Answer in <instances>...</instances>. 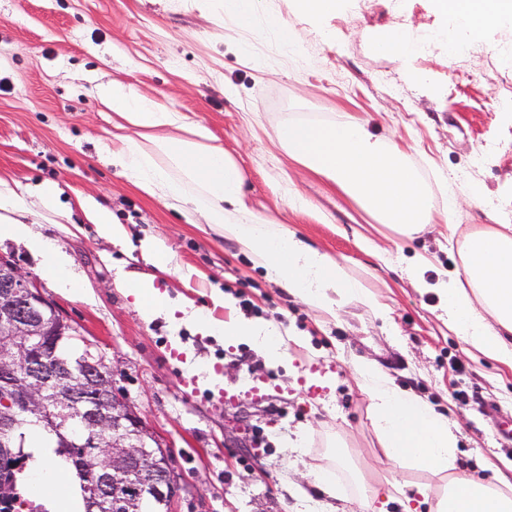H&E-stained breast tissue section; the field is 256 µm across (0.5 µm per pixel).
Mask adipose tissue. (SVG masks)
<instances>
[{"mask_svg": "<svg viewBox=\"0 0 512 512\" xmlns=\"http://www.w3.org/2000/svg\"><path fill=\"white\" fill-rule=\"evenodd\" d=\"M433 2L436 11L463 29L472 43L483 42L489 30L512 19V0ZM95 94L102 106L144 130V140L127 139L117 151L105 144L100 152L145 193L188 204L192 213L222 228L281 287L311 307L330 311L337 300L355 297L381 310V303L349 276L344 263L282 225L254 218L243 192V169L230 153L213 145L207 126L196 124L188 128V136H176V129L184 127L179 113L118 80L97 84ZM278 137L290 155L333 182L376 223L407 237L431 224L430 191L410 164L407 148L375 134L367 122L294 121L281 126ZM34 203L42 211L59 213L57 186L43 185L27 197L0 182V237L33 240L31 226L18 216ZM461 253V277L429 282L424 276L426 261L420 256L406 265L405 272L416 288L438 295L449 325L470 347L512 365V233H471L464 238ZM126 291L144 317L176 310L153 279L128 282ZM222 330L228 340L250 337L268 360L281 357L282 345L271 339L264 323L233 318ZM355 380L371 400L373 421L389 460L448 475L442 493L427 484L416 485L413 495L401 500L402 512H420L425 504L430 512H512V481L501 477L492 483L458 470L456 422L401 391L372 362L356 365Z\"/></svg>", "mask_w": 512, "mask_h": 512, "instance_id": "ef3b65f1", "label": "adipose tissue"}]
</instances>
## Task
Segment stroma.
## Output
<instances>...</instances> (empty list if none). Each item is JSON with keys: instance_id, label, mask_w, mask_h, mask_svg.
<instances>
[{"instance_id": "1", "label": "stroma", "mask_w": 512, "mask_h": 512, "mask_svg": "<svg viewBox=\"0 0 512 512\" xmlns=\"http://www.w3.org/2000/svg\"><path fill=\"white\" fill-rule=\"evenodd\" d=\"M260 12L288 22L293 55L272 33L240 28L224 0H0V180L18 191L57 185L61 215L36 209L27 220L67 257L68 276L59 278L28 242L1 237L0 253L83 325L118 387L160 430L190 485L176 512H361L368 484L443 487V476L386 459L371 401L354 381L361 360L458 421L461 470L487 478L496 467L512 477V442L499 431L512 417V367L472 350L442 318L438 297L403 272L421 255L427 280L457 274L463 238L512 211V112L499 106L512 82L498 81L501 62L486 50L512 47V24L456 59L436 49L406 62L372 45L397 23L438 29L430 0H343L319 20L295 12L290 0H260ZM112 80L186 124H205L244 169L253 214L342 261L386 316L355 300L332 313L309 308L222 229L105 164L99 142L117 150L121 136L138 135L93 95L95 84ZM294 119L364 120L410 145V163L432 195V226L403 237L295 161L277 139ZM452 181L479 190L453 213ZM86 197L111 210L126 243L87 220ZM147 239L172 253L174 272H158L142 256ZM142 276L212 323H271L285 338L284 358L268 361L245 338L202 333L179 310L145 320L126 293L127 280ZM215 291L233 306L213 305ZM301 434L307 444L298 448ZM336 443L344 461L330 453ZM320 465L335 466L340 497L313 482Z\"/></svg>"}]
</instances>
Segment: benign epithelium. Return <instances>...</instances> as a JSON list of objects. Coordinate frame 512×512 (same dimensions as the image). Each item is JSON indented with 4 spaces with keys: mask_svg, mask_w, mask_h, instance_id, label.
I'll return each instance as SVG.
<instances>
[{
    "mask_svg": "<svg viewBox=\"0 0 512 512\" xmlns=\"http://www.w3.org/2000/svg\"><path fill=\"white\" fill-rule=\"evenodd\" d=\"M73 340V358L54 356ZM31 416L55 430L93 476L89 508L140 512L152 500L173 512L186 486L162 435L141 416L113 368L82 325L42 291L36 277L0 253V462L13 463L23 441L17 419ZM107 462L94 460L102 449Z\"/></svg>",
    "mask_w": 512,
    "mask_h": 512,
    "instance_id": "7a95c632",
    "label": "benign epithelium"
}]
</instances>
